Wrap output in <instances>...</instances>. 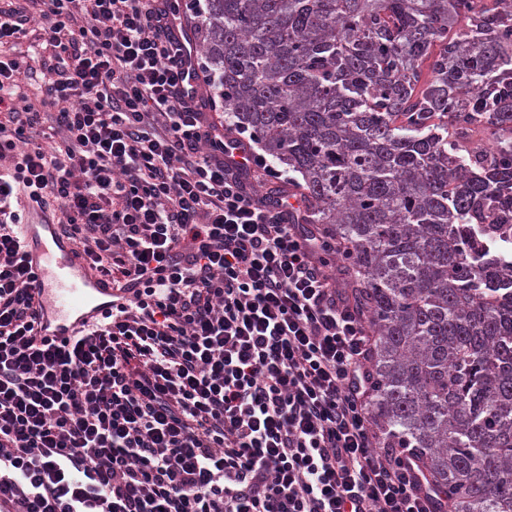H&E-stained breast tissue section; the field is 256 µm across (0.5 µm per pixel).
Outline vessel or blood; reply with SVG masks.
Returning a JSON list of instances; mask_svg holds the SVG:
<instances>
[{
  "instance_id": "obj_1",
  "label": "vessel or blood",
  "mask_w": 512,
  "mask_h": 512,
  "mask_svg": "<svg viewBox=\"0 0 512 512\" xmlns=\"http://www.w3.org/2000/svg\"><path fill=\"white\" fill-rule=\"evenodd\" d=\"M20 209L22 220L14 232L36 278V333L60 343L111 312L117 291L62 235L50 206L24 197Z\"/></svg>"
}]
</instances>
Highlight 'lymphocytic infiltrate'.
I'll return each mask as SVG.
<instances>
[{
	"label": "lymphocytic infiltrate",
	"instance_id": "lymphocytic-infiltrate-1",
	"mask_svg": "<svg viewBox=\"0 0 512 512\" xmlns=\"http://www.w3.org/2000/svg\"><path fill=\"white\" fill-rule=\"evenodd\" d=\"M35 2L0 6V46L49 35L39 104L0 58V512H446L377 447L364 322L299 207L247 179L280 172L207 123L171 0ZM22 192L123 292L59 344Z\"/></svg>",
	"mask_w": 512,
	"mask_h": 512
}]
</instances>
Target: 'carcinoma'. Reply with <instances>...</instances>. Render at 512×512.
Instances as JSON below:
<instances>
[{"instance_id":"obj_1","label":"carcinoma","mask_w":512,"mask_h":512,"mask_svg":"<svg viewBox=\"0 0 512 512\" xmlns=\"http://www.w3.org/2000/svg\"><path fill=\"white\" fill-rule=\"evenodd\" d=\"M505 2L206 0L198 27L226 121L299 174L373 330L384 447L452 512H512V258L492 247L512 103L489 98L512 79Z\"/></svg>"}]
</instances>
